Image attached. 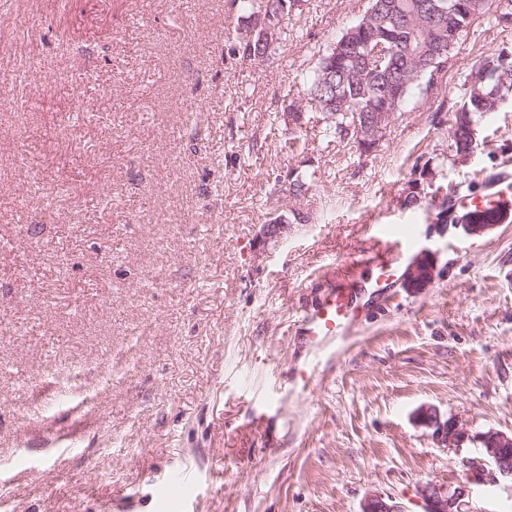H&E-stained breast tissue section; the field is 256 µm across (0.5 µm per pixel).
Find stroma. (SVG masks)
I'll return each instance as SVG.
<instances>
[{
	"label": "stroma",
	"instance_id": "obj_1",
	"mask_svg": "<svg viewBox=\"0 0 512 512\" xmlns=\"http://www.w3.org/2000/svg\"><path fill=\"white\" fill-rule=\"evenodd\" d=\"M505 0L368 154L281 115L368 0H305L264 60L228 55L232 0H0V498L8 512H424L477 440L512 431V221L482 236L404 205L413 169L512 178V97L467 159L471 66L512 49ZM310 190L293 195L289 177ZM289 220L272 242L263 226ZM373 224H408L439 275L365 297L324 348L297 335ZM314 368L310 392L292 388ZM423 405L470 437L440 448ZM461 512H512V480Z\"/></svg>",
	"mask_w": 512,
	"mask_h": 512
}]
</instances>
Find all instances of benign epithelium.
<instances>
[{
    "label": "benign epithelium",
    "instance_id": "7a95c632",
    "mask_svg": "<svg viewBox=\"0 0 512 512\" xmlns=\"http://www.w3.org/2000/svg\"><path fill=\"white\" fill-rule=\"evenodd\" d=\"M394 113L377 114L368 121L365 132L366 147L373 149L379 145L385 136L387 127ZM437 277V267L428 253L422 252L408 266L405 275V287L428 288ZM416 423L432 430V438L438 446L448 448L458 446L468 439L467 430L455 419H442L439 411L423 405L414 413ZM479 441L486 456L494 466L491 479L497 477L512 478V465L504 458L505 449L512 447V433L489 430L480 434ZM467 471L466 482L450 490L434 483H426L418 489L419 498L425 505V512H461L462 501L470 493V485L481 483L487 479L485 468L475 463H465ZM362 512H401L399 507L389 497L381 494L366 496Z\"/></svg>",
    "mask_w": 512,
    "mask_h": 512
}]
</instances>
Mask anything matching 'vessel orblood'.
<instances>
[{
    "label": "vessel or blood",
    "mask_w": 512,
    "mask_h": 512,
    "mask_svg": "<svg viewBox=\"0 0 512 512\" xmlns=\"http://www.w3.org/2000/svg\"><path fill=\"white\" fill-rule=\"evenodd\" d=\"M458 205L468 212L491 211L501 221L511 220L512 184L496 185L486 195L461 193ZM369 231L374 241L373 249L352 257L349 261L350 275L344 282L328 289L300 321L298 331L309 343L328 344L352 324L359 316L360 301L365 291H373L378 297L387 295L401 262L411 258L419 245L415 234L396 233L388 224L370 225ZM364 270L369 271V280L359 279V272Z\"/></svg>",
    "instance_id": "obj_1"
}]
</instances>
